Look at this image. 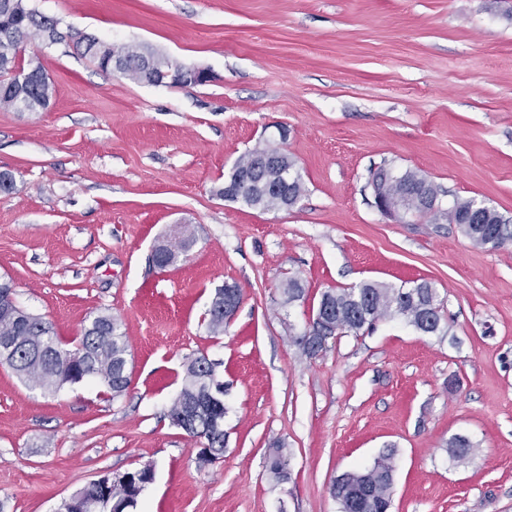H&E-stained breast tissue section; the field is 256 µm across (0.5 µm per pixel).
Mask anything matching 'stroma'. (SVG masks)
<instances>
[{
	"mask_svg": "<svg viewBox=\"0 0 512 512\" xmlns=\"http://www.w3.org/2000/svg\"><path fill=\"white\" fill-rule=\"evenodd\" d=\"M22 63L52 85L38 112L0 108V278L70 341L116 317L132 371L121 397L86 379L47 392L0 364V500L56 512L99 476L152 465L132 512H339L344 472L396 450L390 512H512V244L375 206L370 172L424 174L444 203L512 222V0H25ZM142 46L210 82L153 86L76 54L74 33ZM288 129L305 192L261 210L222 195L236 160ZM196 242L166 270L174 225ZM299 279L288 304L283 283ZM427 281L447 335L385 319L315 357L294 338L324 291ZM242 304L223 335L216 288ZM217 362L221 458L168 410L186 362ZM461 435L476 449L448 456ZM282 447L288 478L267 468ZM225 288V289H224ZM224 288H218L212 298L210 307L207 311V328L211 334L218 336L224 333V327L236 314L241 304V297L237 289L229 283L224 284ZM224 307V313H217L218 308Z\"/></svg>",
	"mask_w": 512,
	"mask_h": 512,
	"instance_id": "obj_1",
	"label": "stroma"
}]
</instances>
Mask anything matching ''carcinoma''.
<instances>
[{
	"label": "carcinoma",
	"mask_w": 512,
	"mask_h": 512,
	"mask_svg": "<svg viewBox=\"0 0 512 512\" xmlns=\"http://www.w3.org/2000/svg\"><path fill=\"white\" fill-rule=\"evenodd\" d=\"M9 0H0V33L9 28L29 35L37 27L56 35L54 23L37 18L32 11L11 15L3 19ZM98 67L112 69V45L99 41L92 55ZM23 68L10 50L0 44V107H15L23 99L27 108L38 110L47 106L52 89L44 79L27 87H19L15 72ZM125 76L141 81L143 74L137 50L130 49L125 61ZM278 166L263 157L260 150L249 151L233 165L224 183L233 184L248 176L255 189L254 196L246 201L249 207L261 206L263 210L281 208V203L292 205L304 192L303 181L296 169L295 160L279 151ZM373 192L382 197L386 205L396 199L408 200L415 196L435 197L439 190L417 171L407 170L393 174L379 168L371 174ZM421 217L436 220L443 217L450 224L459 226L475 246L492 249L512 243V225L495 211L474 206L472 199H458L447 210L422 211ZM282 294L291 303L303 299L305 288L296 278L283 285ZM318 305L328 310L326 318L314 323L319 336L332 338L344 333H358L364 326L385 318H402L424 334L446 335L448 325L443 322V302L436 289L428 282L398 288L377 282H362L352 288L327 290ZM224 306V289L218 288L207 311V328L215 336L224 333V315L217 313ZM128 342L121 332L118 320L109 314L94 317L84 327L82 334L71 342L62 341L51 322L35 316L24 315L14 302L0 296V363L8 365L25 382L34 388L56 391L66 384H76L87 378L100 379L118 398L126 394L131 377L125 371ZM211 372L209 358L197 356L186 364L182 387L168 411L175 426L202 438L208 446L224 454V406L214 401L202 377ZM474 444L462 436L448 441V454L453 459L466 457ZM395 450L389 448L374 460L371 466V485H362L356 472L346 473L337 479L330 494L340 504L341 512H388L392 499ZM269 470L278 481L288 479V460L282 449L276 448L269 455Z\"/></svg>",
	"instance_id": "cac0c4a2"
}]
</instances>
